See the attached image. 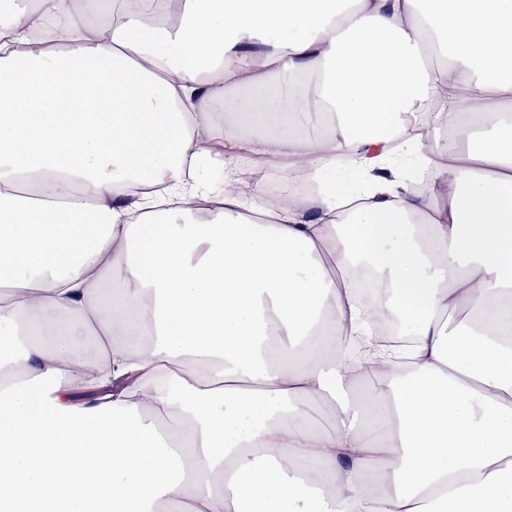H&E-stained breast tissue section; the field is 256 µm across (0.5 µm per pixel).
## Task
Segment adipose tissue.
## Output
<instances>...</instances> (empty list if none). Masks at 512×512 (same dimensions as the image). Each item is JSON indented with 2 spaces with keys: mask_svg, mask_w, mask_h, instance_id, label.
<instances>
[{
  "mask_svg": "<svg viewBox=\"0 0 512 512\" xmlns=\"http://www.w3.org/2000/svg\"><path fill=\"white\" fill-rule=\"evenodd\" d=\"M96 2L0 0V512H512V0ZM204 126L316 216L186 181ZM358 268L409 340L363 405Z\"/></svg>",
  "mask_w": 512,
  "mask_h": 512,
  "instance_id": "ef3b65f1",
  "label": "adipose tissue"
}]
</instances>
